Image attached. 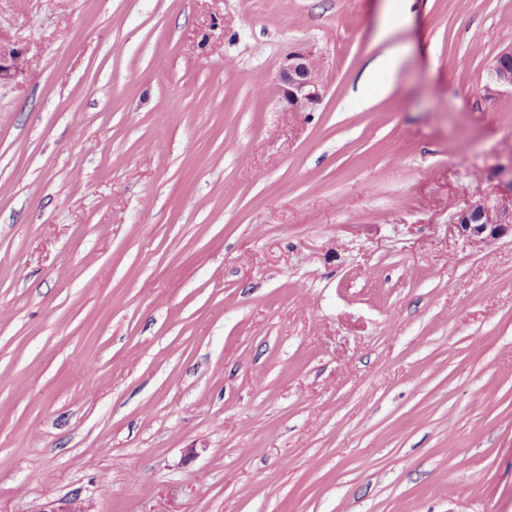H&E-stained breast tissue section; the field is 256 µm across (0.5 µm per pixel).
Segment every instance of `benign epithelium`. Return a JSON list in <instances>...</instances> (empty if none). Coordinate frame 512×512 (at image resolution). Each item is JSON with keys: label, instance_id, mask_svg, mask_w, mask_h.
Instances as JSON below:
<instances>
[{"label": "benign epithelium", "instance_id": "7a95c632", "mask_svg": "<svg viewBox=\"0 0 512 512\" xmlns=\"http://www.w3.org/2000/svg\"><path fill=\"white\" fill-rule=\"evenodd\" d=\"M21 69V51L0 48V82L14 78ZM322 61L312 51L299 47L283 56L279 66L278 95L285 112H314L322 104L326 88L322 77ZM486 92L497 96L512 91V73L490 68ZM458 235L472 245L496 240L512 233V183L509 196L491 206L482 194L471 197L467 206L456 215Z\"/></svg>", "mask_w": 512, "mask_h": 512}]
</instances>
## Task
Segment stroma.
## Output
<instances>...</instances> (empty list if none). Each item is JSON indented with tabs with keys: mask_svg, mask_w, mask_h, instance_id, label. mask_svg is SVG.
I'll list each match as a JSON object with an SVG mask.
<instances>
[{
	"mask_svg": "<svg viewBox=\"0 0 512 512\" xmlns=\"http://www.w3.org/2000/svg\"><path fill=\"white\" fill-rule=\"evenodd\" d=\"M510 29L0 0V512H512V237L452 230L512 182ZM299 46L314 112L274 95ZM503 56H508L512 59V45L511 43L505 47L494 60L490 68L488 83L484 86L486 92L492 96H497L506 90L512 91V73H508L499 69L497 61ZM321 74V59L306 47L285 54L280 62L278 79V95L283 111H316L326 92Z\"/></svg>",
	"mask_w": 512,
	"mask_h": 512,
	"instance_id": "obj_1",
	"label": "stroma"
}]
</instances>
